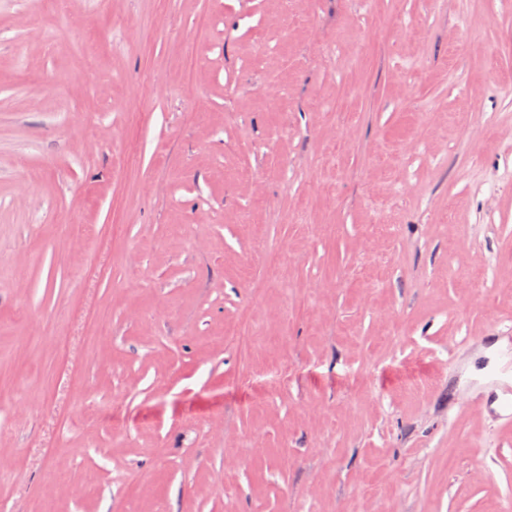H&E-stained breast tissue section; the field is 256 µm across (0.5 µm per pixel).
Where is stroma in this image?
<instances>
[{"label": "stroma", "mask_w": 512, "mask_h": 512, "mask_svg": "<svg viewBox=\"0 0 512 512\" xmlns=\"http://www.w3.org/2000/svg\"><path fill=\"white\" fill-rule=\"evenodd\" d=\"M493 333L512 0H0V512H500ZM252 335V324L247 316L243 315L239 326L229 330L224 336V343L241 354L247 355L252 347ZM288 372V367L281 366L264 375L249 378L242 382V384L247 386L256 398L261 399L276 391L287 377Z\"/></svg>", "instance_id": "stroma-1"}]
</instances>
